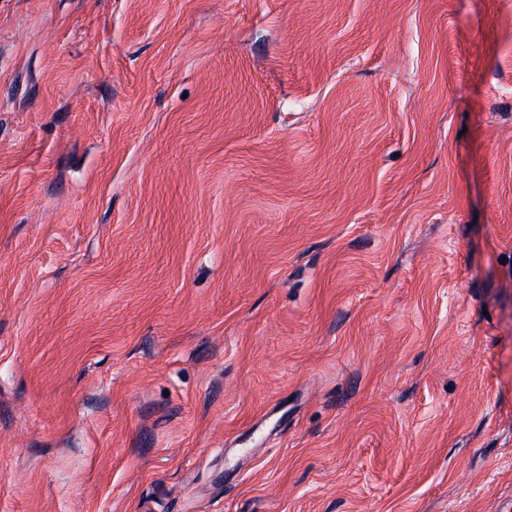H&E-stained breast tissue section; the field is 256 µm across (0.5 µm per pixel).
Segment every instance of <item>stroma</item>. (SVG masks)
<instances>
[{
    "label": "stroma",
    "instance_id": "obj_1",
    "mask_svg": "<svg viewBox=\"0 0 512 512\" xmlns=\"http://www.w3.org/2000/svg\"><path fill=\"white\" fill-rule=\"evenodd\" d=\"M512 0H0V512H502Z\"/></svg>",
    "mask_w": 512,
    "mask_h": 512
}]
</instances>
